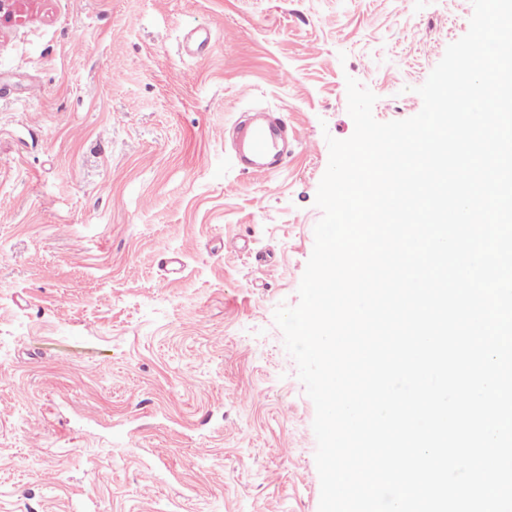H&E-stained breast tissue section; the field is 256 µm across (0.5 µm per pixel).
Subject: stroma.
Wrapping results in <instances>:
<instances>
[{"label": "stroma", "instance_id": "stroma-1", "mask_svg": "<svg viewBox=\"0 0 512 512\" xmlns=\"http://www.w3.org/2000/svg\"><path fill=\"white\" fill-rule=\"evenodd\" d=\"M471 0H12L0 11V512H318L313 402L274 321L328 138L377 121ZM203 53L184 51L196 28ZM295 143L240 172L228 130Z\"/></svg>", "mask_w": 512, "mask_h": 512}]
</instances>
